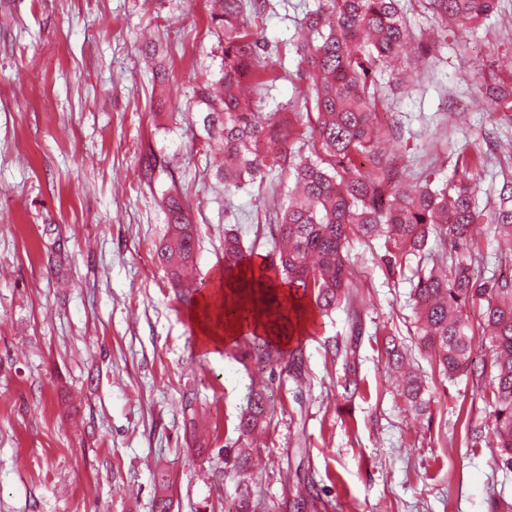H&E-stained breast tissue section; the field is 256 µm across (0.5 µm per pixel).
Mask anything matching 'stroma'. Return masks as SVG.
I'll list each match as a JSON object with an SVG mask.
<instances>
[{"label":"stroma","mask_w":512,"mask_h":512,"mask_svg":"<svg viewBox=\"0 0 512 512\" xmlns=\"http://www.w3.org/2000/svg\"><path fill=\"white\" fill-rule=\"evenodd\" d=\"M318 0H270L255 31L277 77L266 108L300 83L292 47ZM410 40L403 71L378 77L381 111L402 136L379 148L416 182L458 181L462 150H481L476 202L492 210L512 173V117L488 111L487 84L512 81V0L467 33L443 30L423 0H401ZM224 39L209 0H0V512H235L233 445L251 390L274 410L253 451L258 512H289L304 481L327 512H507L512 474L471 427L489 410L471 378H445L414 346L408 281L378 265L382 240L351 249L353 288L339 308L310 309L304 375L257 370L202 351L196 299L155 247L162 193L177 186L196 227L192 283H216L224 233L257 260L274 239L265 215L288 177L225 192L223 157L206 144L193 88L222 75ZM155 170H148V163ZM479 282L512 279L494 227L466 246ZM363 328L344 400L331 348ZM396 337L425 379L427 411L392 382Z\"/></svg>","instance_id":"stroma-1"}]
</instances>
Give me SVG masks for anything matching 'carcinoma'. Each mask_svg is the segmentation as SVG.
<instances>
[{"label": "carcinoma", "instance_id": "carcinoma-1", "mask_svg": "<svg viewBox=\"0 0 512 512\" xmlns=\"http://www.w3.org/2000/svg\"><path fill=\"white\" fill-rule=\"evenodd\" d=\"M212 20L224 33V77L216 87L198 84V103L206 106L202 119L208 141L224 153V191L239 190L264 180L278 167L294 177V189L285 203L268 212L276 245L270 263L259 276L252 271L253 254L233 231L224 232V283L229 288L257 293L269 326L284 335L304 334L305 299L327 312L341 305L351 287L348 253L354 240L381 238V262L392 277L410 269V300L421 349L435 355L449 378L475 368V348L488 347L494 374L482 395L492 408L489 435L495 439L497 468L512 473V285L481 284L474 280L471 258L459 253L472 225L481 223L482 210L471 184L462 179L450 186L425 181L404 189V170L393 157L380 154L381 140L397 134L379 119L376 74L402 55L409 32L400 0H319L305 13L309 37L293 43L304 85L288 113L258 112L257 102L241 94L242 79L258 86L276 80L262 57L264 46L251 25L263 18L268 0H212ZM443 28L475 25L494 8V0H426ZM486 104L494 112H512V86L487 88ZM312 123L309 151L301 146L297 127ZM168 235L158 251L172 278L182 283L195 254V233L185 214V202L176 190L163 197ZM491 223L498 248L512 253V178L500 189ZM448 241L451 261L427 252L430 237ZM284 286L288 294L272 292ZM486 298L480 315L481 336L469 331L467 308ZM361 332L336 354L355 357ZM242 357L262 370L272 361L287 358L288 374L299 381L303 374L301 347L285 351L267 336L253 333L244 341ZM388 363L397 374L411 406L422 411L421 374L410 365L405 349L394 341L386 347ZM270 396L254 391L237 425V448L224 449L239 477L236 512H255L247 481L252 453L248 440L270 422ZM318 496L315 485L304 487L292 502V512H312Z\"/></svg>", "mask_w": 512, "mask_h": 512}]
</instances>
